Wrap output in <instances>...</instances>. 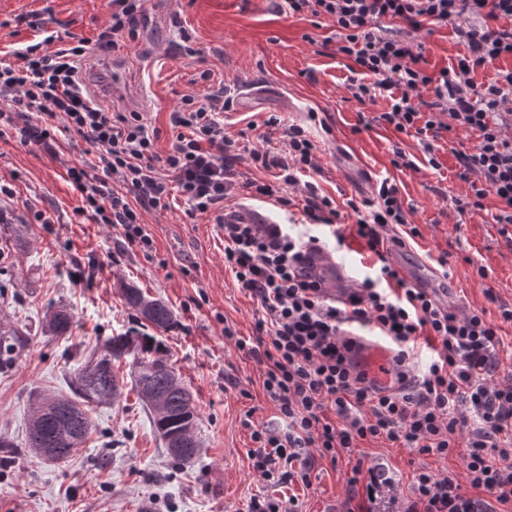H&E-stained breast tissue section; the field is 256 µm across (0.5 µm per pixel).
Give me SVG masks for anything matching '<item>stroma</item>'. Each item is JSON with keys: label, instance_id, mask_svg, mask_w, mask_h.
<instances>
[{"label": "stroma", "instance_id": "obj_1", "mask_svg": "<svg viewBox=\"0 0 512 512\" xmlns=\"http://www.w3.org/2000/svg\"><path fill=\"white\" fill-rule=\"evenodd\" d=\"M33 13L35 28L23 22ZM109 14V0H0V51L41 41L47 31L67 42L90 41L85 84L113 111L146 113L162 152L173 139L175 106L209 86L225 88L232 98L224 130L235 138L246 135L249 147L279 150L283 126H304L320 169L305 172L300 185L288 189L293 206L282 211L235 188L224 201L225 212L255 210L280 224L304 223L303 185L310 182L335 199L340 224L351 225L357 216L347 200L374 199L377 184L394 179L418 230L406 239V252L432 264L446 258L451 310L482 309L487 320L501 323L499 302L512 303V248L492 219L495 198L458 216L450 200L466 194L467 186L456 176L447 141L427 154L417 137L379 121L385 98L349 100V61L336 53L330 20L289 15L284 0H147L139 39L112 52L93 44ZM417 40L432 72L452 67L465 52L449 25L425 26ZM205 70L212 74L207 82L200 78ZM249 90L256 102L246 110L238 99ZM313 112L318 120H310ZM272 116L278 125H269ZM87 148L78 135L61 140L53 152L20 144L12 132L0 138V214L28 242L19 250L0 238V268L11 280L0 292V327L26 336L12 366L0 370V512H243L264 486L248 456L252 442L243 420L276 426L280 419L262 393L260 366L225 341L224 329L252 336L257 304L225 270L217 224L189 217L179 192H172L168 208L143 212L154 242L148 254L82 213L67 169L85 161ZM398 149L414 169L393 166ZM314 233L346 262L351 284L372 268L373 257L357 239L340 246L330 227ZM124 283L164 300L178 321L162 338L195 400L198 455L174 461L150 411L131 391L91 408L95 429L67 461L32 458L24 440L35 394L68 393L76 369L101 352L105 338L131 326L134 312L120 295ZM60 304L72 316L68 338L43 328L48 308ZM461 454L457 448L440 459L413 448H367L335 465L319 461L310 487L293 492L301 512H342L352 468L381 465L398 496L406 498L419 467L463 477Z\"/></svg>", "mask_w": 512, "mask_h": 512}]
</instances>
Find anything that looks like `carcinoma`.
<instances>
[{"label":"carcinoma","instance_id":"carcinoma-1","mask_svg":"<svg viewBox=\"0 0 512 512\" xmlns=\"http://www.w3.org/2000/svg\"><path fill=\"white\" fill-rule=\"evenodd\" d=\"M125 304L136 312L140 327L111 336L105 340L104 353L96 360L82 364L67 395H47L40 401L53 402L52 412L42 421L30 416L25 437V447L30 450L51 448V461L61 462L72 456L87 440L92 431L88 414L92 405L114 403L125 394V385L115 373L114 367L127 357H133L136 374L132 388L141 402H146L147 390L162 395L166 409L162 413L152 412V422L157 433L164 439L196 424V406L188 389L173 382L174 368L162 357L165 346L147 329L166 330L173 324V312L167 303L154 299L152 312L145 315L139 303L147 298L143 289L132 285L121 289ZM71 316L64 307L54 310L46 320L45 328L55 336L70 332ZM19 331L0 333V360L3 365L12 361V353L21 342Z\"/></svg>","mask_w":512,"mask_h":512}]
</instances>
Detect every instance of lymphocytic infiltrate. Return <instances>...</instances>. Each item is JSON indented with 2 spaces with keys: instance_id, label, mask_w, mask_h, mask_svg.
<instances>
[{
  "instance_id": "lymphocytic-infiltrate-1",
  "label": "lymphocytic infiltrate",
  "mask_w": 512,
  "mask_h": 512,
  "mask_svg": "<svg viewBox=\"0 0 512 512\" xmlns=\"http://www.w3.org/2000/svg\"><path fill=\"white\" fill-rule=\"evenodd\" d=\"M290 14L326 17L336 27V52L353 67L346 89L357 102L388 96L382 122L415 133L427 152L445 134H475L472 147L454 150L457 177L469 184L454 199L458 214L497 201L496 223L512 225V68L498 70L484 88L473 75L512 57V0H285ZM108 24L98 48L136 40L145 0H110ZM453 25L467 48L452 69L429 73L415 35L424 25ZM85 42L47 53L41 43L14 49L0 62V121L24 145L47 147L57 133L81 135L91 161L68 176L97 221L119 229L125 242L151 252L141 212L164 208L172 191L185 198L189 215L218 208L233 186L237 143L224 130L229 106L223 90L183 98L171 114L177 134L158 153L156 129L139 112H114L84 86L80 70ZM432 88L424 99V88ZM283 154L252 150L254 166L276 169L277 182L295 186L299 173L318 170L315 144L291 125ZM350 231L375 258L374 273L340 301L302 267L305 250L319 239L290 224H221L224 266L261 308L256 334L244 339L225 329L238 351L265 367L262 388L286 423L285 430L253 428L249 457L271 491L252 496L246 512H296L287 493L309 485L317 459L336 460L365 443H399L425 455L447 456L463 448L465 479L441 478L428 468L413 476L403 512H512V380L498 381L500 324L484 312L457 315L410 287L389 262L391 246L416 235L399 189L382 180L375 202L360 208ZM366 330L394 347L400 389L381 394L353 365L350 353ZM425 337L433 360L422 378L409 370L411 345Z\"/></svg>"
}]
</instances>
